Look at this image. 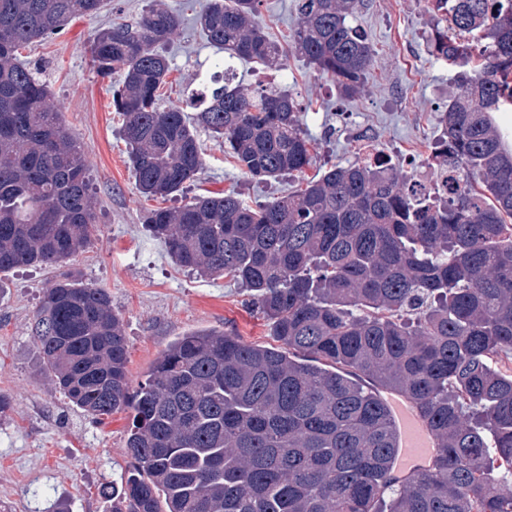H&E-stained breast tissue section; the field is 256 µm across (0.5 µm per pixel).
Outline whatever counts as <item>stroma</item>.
Returning a JSON list of instances; mask_svg holds the SVG:
<instances>
[{
  "mask_svg": "<svg viewBox=\"0 0 512 512\" xmlns=\"http://www.w3.org/2000/svg\"><path fill=\"white\" fill-rule=\"evenodd\" d=\"M151 0H107L100 14L76 21L22 50L21 59L49 86L66 126L82 144L95 191L98 229L83 251L59 266H26L0 273V512H106L103 489L125 475V440L131 419L118 413L103 423L73 408L42 370L30 335L46 288L75 277L106 289L128 343V378L138 387L161 352L195 331H224L248 343L272 344L268 321L248 293L230 279L204 278L178 267L145 228L156 202L139 193L112 91L121 75L98 77L88 44L117 16L136 19ZM180 12V35L162 51L173 79L164 106L188 108L191 90L209 82L224 53L201 33L195 18L205 0H165ZM259 20L270 37L287 42L297 26L293 0H261ZM375 56L363 89L340 93L298 55L276 72L252 60H233L236 83L291 90L315 142L303 174L258 181L245 176L223 147L201 133L205 168L188 196L233 193L246 203L268 201L303 188L330 166L369 151L387 155L402 173L427 171L440 117L456 91L455 70L427 51L431 20L424 0H366L356 18Z\"/></svg>",
  "mask_w": 512,
  "mask_h": 512,
  "instance_id": "obj_1",
  "label": "stroma"
}]
</instances>
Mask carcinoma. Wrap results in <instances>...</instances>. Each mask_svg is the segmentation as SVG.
<instances>
[{"mask_svg": "<svg viewBox=\"0 0 512 512\" xmlns=\"http://www.w3.org/2000/svg\"><path fill=\"white\" fill-rule=\"evenodd\" d=\"M289 47L260 0H205L198 24L228 58L285 66L288 52L360 92L374 50L352 24L364 0H293ZM104 0H0V273L56 266L96 224L83 146L20 47ZM433 58L459 69L428 158L447 196L425 195L385 158L335 164L304 189L250 205L194 196L146 228L180 267L252 292L276 346L226 332L177 338L137 389L110 294L61 279L31 326L56 389L97 420L131 416L127 477L109 512H512V150L490 114L512 109V0H426ZM181 17L155 5L90 42L95 72H120L137 190L168 198L204 168L203 130L242 173H302L314 146L292 93L230 84L192 95L191 119L158 107L172 72L160 47ZM407 396L433 433L432 465L391 474L383 394ZM498 460L508 474L494 473Z\"/></svg>", "mask_w": 512, "mask_h": 512, "instance_id": "cac0c4a2", "label": "carcinoma"}]
</instances>
